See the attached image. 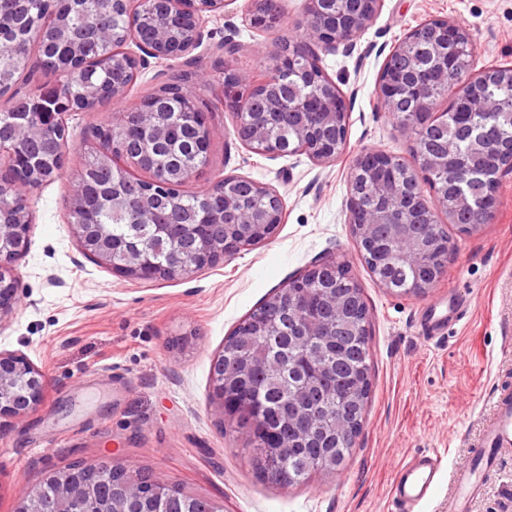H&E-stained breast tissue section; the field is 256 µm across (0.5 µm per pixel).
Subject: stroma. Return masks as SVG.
<instances>
[{
    "mask_svg": "<svg viewBox=\"0 0 512 512\" xmlns=\"http://www.w3.org/2000/svg\"><path fill=\"white\" fill-rule=\"evenodd\" d=\"M280 6L281 22L270 30L250 26L251 0L206 18L196 55L210 83L201 98L214 100L221 90L224 69L213 49L226 36L242 46L229 66L257 70L281 39L303 34L308 0ZM435 18L468 29L473 71L512 66V0H384L352 54L322 57L325 72L351 96L346 146L330 166L304 155H258L238 139L231 112L210 113L208 175L274 187L286 216L270 239L189 280H131L79 252L64 199L92 127L114 107L69 119L61 175L30 194L34 221L17 263L21 302L0 329V350L27 356L46 379L43 404L0 425V512H14L19 490L50 472L100 461L222 502L224 512H396L395 473L423 451L438 456L440 469L415 512H448L459 465L479 451L493 392L512 382V173L498 182L491 224L471 235L449 227L457 248L423 295L382 288L346 222L355 156L365 149L410 155V141L381 106L378 82L392 48ZM331 258L347 265L369 307L365 424L341 475L315 473L281 487L260 479L246 430L224 420L213 402L211 364L249 312ZM451 290L466 317L427 337V305ZM469 512H512V454L497 461Z\"/></svg>",
    "mask_w": 512,
    "mask_h": 512,
    "instance_id": "35a3bbf8",
    "label": "stroma"
}]
</instances>
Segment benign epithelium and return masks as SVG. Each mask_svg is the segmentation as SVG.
Instances as JSON below:
<instances>
[{
	"label": "benign epithelium",
	"mask_w": 512,
	"mask_h": 512,
	"mask_svg": "<svg viewBox=\"0 0 512 512\" xmlns=\"http://www.w3.org/2000/svg\"><path fill=\"white\" fill-rule=\"evenodd\" d=\"M232 0H108L112 12L130 17L142 9L154 19L145 32L131 23L123 35L116 36L107 30L96 31L95 38L105 53L100 57L103 67L116 73L125 69L134 59L141 69L151 62L188 57L202 45L204 15H222ZM384 0H309L307 29L297 43L280 45L271 58V67L288 63V52L300 51L309 60L308 69L300 74L299 83L314 88L311 94L296 93L288 103L272 105L267 112L256 111L252 95L269 81L252 72L225 66V73L232 75L236 88L228 100L227 108L235 118L238 138L263 155L305 154L319 165H329L342 154L347 140L348 106L346 98L336 83L323 71L321 54L340 49L348 52L354 47L356 37L378 16ZM280 19L278 0H252L251 25L257 29L272 28ZM428 39L436 75L448 81V102L435 101L428 89V80L419 69L415 44L419 38ZM64 42L69 54L60 61L57 73L69 76V84L80 87L79 97H62L45 90L28 92L21 96L27 109L24 118L14 127L12 138L0 141V199L20 195L17 185L30 190L51 182L55 167L36 168L26 148L39 143L49 129L66 132L67 117L75 112H90L103 103L124 104L128 99L131 82L112 80L97 83L83 77L85 61L80 42L71 36L65 20L53 16L50 23L41 27L35 37V46L47 48L48 42ZM129 44L144 52L136 57L126 50ZM409 61L406 67H390L380 76L379 98L385 111L396 112L409 100L415 104V119L400 126L411 140V150L416 167L408 166L395 155L380 150H364L353 163V171L370 175L372 192L364 197L350 187L347 223L359 248H371L372 229L375 224L388 225V241L400 245V256L410 266L417 267L429 249V240L421 233L423 224H454L466 234H474L490 223L497 208L495 191H488L480 205L472 197L458 192L453 197L436 193L424 197L419 190L418 172L437 171L448 165V158L455 155L459 141L468 144V156L457 168V182L464 185L473 176L472 165L482 164L490 171L489 186L500 177L512 173V140H499L501 124L512 122V114L499 122L474 125L468 113L457 110L456 102L475 90L489 78L512 84V66H491L478 74L471 72L473 55L472 39L468 30L455 21L435 19L433 24L422 23L411 29L393 47L386 61L394 56ZM136 117L137 128L146 132L135 152L117 147L106 148L98 138L90 143L88 154L95 164L112 172L118 184L93 197L71 193L65 201L68 223L80 251L97 263L106 265L123 277L138 280L189 279L197 271L212 267L237 255L250 243L268 240L284 221L281 195L274 188L238 175H226L210 183L202 193L211 196L207 219L198 224L192 218L163 213L157 208L159 188L169 190L185 181L179 171L157 168L149 178L141 180L139 188L131 189L132 178L127 168L118 160L138 168L153 159L154 146L165 141L173 132L166 112L155 100L141 101L127 107L124 112L111 114L112 130H126L130 117ZM200 133L199 146L210 149L212 128L208 111L197 105L195 116ZM273 125L292 126L293 145L288 150L270 137ZM453 126L440 150H422L417 147L418 133L424 129L446 131ZM237 182L251 195L265 198L267 207L252 210L241 207L239 196L219 191L224 183ZM96 205L123 216H133L136 221L152 224L156 240L170 245L172 257L162 266L151 265L145 253L136 245L125 247V262L112 264L115 246L109 224H85L83 215ZM34 215L29 202L11 212L8 222L0 221V323L11 315L20 302L19 276L16 261L27 246V232ZM317 263L308 269L291 288L280 296L269 298L271 315L253 321L238 333L236 345L243 352L239 363L224 368V354L217 355L211 365L212 396L221 411L231 417L239 416L243 400L239 393L229 389L233 381L245 382L253 373V359L245 354L251 338L265 336L278 324L277 313L288 311V323L294 335L309 339L313 347L307 354L316 363V372L306 379L302 388L290 395L283 426L277 431L264 428L268 456H277L283 448H293L319 433H341L347 429L346 420L339 416L332 424L302 409L329 376L333 368L324 360L334 352L336 337L358 336L360 327L343 314L346 295L336 287L319 294L312 292L318 280ZM285 360L273 357L267 361L265 376L282 381L288 388V378L283 374ZM45 378L43 373L24 355L0 350V419L17 418L35 411L44 401ZM149 499L167 503L179 499L190 504L182 491L162 480L144 483L137 472L125 469L119 491L114 492L91 469L71 467L53 473L44 483L22 489L17 497L15 512H64L77 500L98 501L100 512H131V505Z\"/></svg>",
	"instance_id": "1"
}]
</instances>
